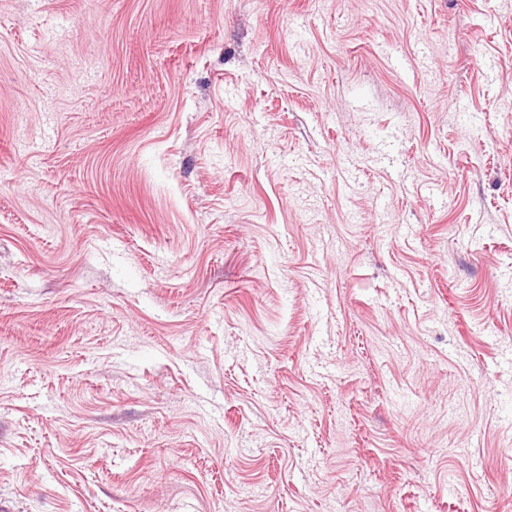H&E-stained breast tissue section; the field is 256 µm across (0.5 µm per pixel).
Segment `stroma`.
Wrapping results in <instances>:
<instances>
[{
	"instance_id": "obj_1",
	"label": "stroma",
	"mask_w": 512,
	"mask_h": 512,
	"mask_svg": "<svg viewBox=\"0 0 512 512\" xmlns=\"http://www.w3.org/2000/svg\"><path fill=\"white\" fill-rule=\"evenodd\" d=\"M0 512H512V0H0Z\"/></svg>"
}]
</instances>
